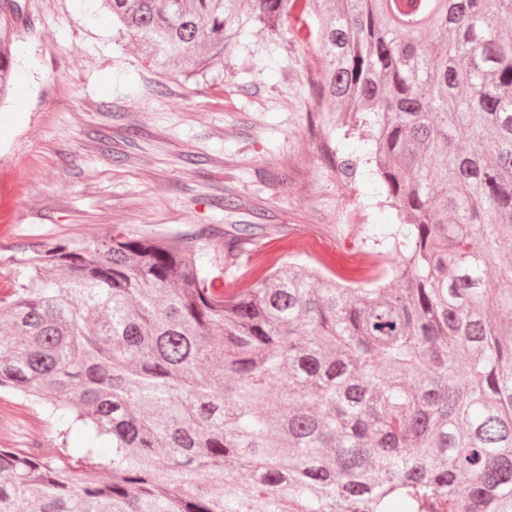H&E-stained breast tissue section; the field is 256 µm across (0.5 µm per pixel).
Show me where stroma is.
I'll return each instance as SVG.
<instances>
[{"label":"stroma","mask_w":512,"mask_h":512,"mask_svg":"<svg viewBox=\"0 0 512 512\" xmlns=\"http://www.w3.org/2000/svg\"><path fill=\"white\" fill-rule=\"evenodd\" d=\"M14 54L16 104L0 111V280L31 244L87 243L119 226L137 235L191 234L224 285L296 255L325 258L339 275L355 259L385 258L397 212L369 173L342 178L322 157L335 113L316 109V48L282 36L268 59L249 54L207 83L162 73L132 41H115L96 0H21ZM253 224L249 260L225 257L224 238ZM49 424L0 391V445L25 448Z\"/></svg>","instance_id":"35a3bbf8"}]
</instances>
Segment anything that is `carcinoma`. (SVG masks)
<instances>
[{
  "mask_svg": "<svg viewBox=\"0 0 512 512\" xmlns=\"http://www.w3.org/2000/svg\"><path fill=\"white\" fill-rule=\"evenodd\" d=\"M100 7L196 81L250 30L271 59L285 27L318 45L319 111L374 151L323 158L347 178L375 163L404 223L355 286L294 259L226 294L203 235L119 227L11 260L0 389L45 414L51 447L0 448V512H512V0ZM21 10H0V101Z\"/></svg>",
  "mask_w": 512,
  "mask_h": 512,
  "instance_id": "obj_1",
  "label": "carcinoma"
}]
</instances>
